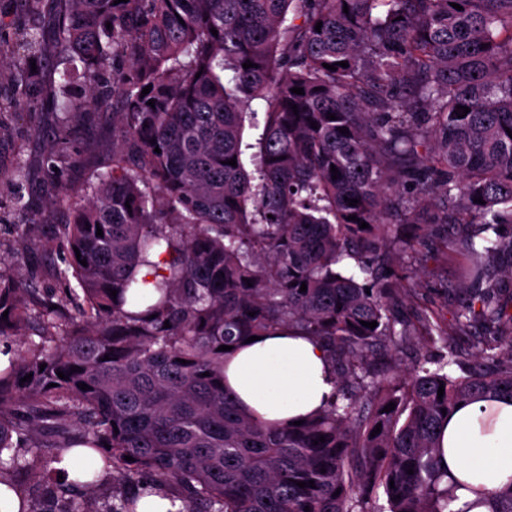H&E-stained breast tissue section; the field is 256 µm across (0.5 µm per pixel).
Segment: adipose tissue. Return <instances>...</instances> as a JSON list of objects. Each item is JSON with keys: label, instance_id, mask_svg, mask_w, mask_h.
<instances>
[{"label": "adipose tissue", "instance_id": "ef3b65f1", "mask_svg": "<svg viewBox=\"0 0 512 512\" xmlns=\"http://www.w3.org/2000/svg\"><path fill=\"white\" fill-rule=\"evenodd\" d=\"M236 406L263 424L285 426L320 410L334 389L323 347L312 337L280 332L244 344L224 368ZM442 463L462 482L459 503L481 490L488 502L512 483V399L497 397L457 407L440 430Z\"/></svg>", "mask_w": 512, "mask_h": 512}]
</instances>
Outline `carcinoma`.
Returning <instances> with one entry per match:
<instances>
[{
    "mask_svg": "<svg viewBox=\"0 0 512 512\" xmlns=\"http://www.w3.org/2000/svg\"><path fill=\"white\" fill-rule=\"evenodd\" d=\"M25 2L31 23L0 16L14 71L0 126L21 111L41 131L36 83L64 66L43 158L61 201L73 189L54 168L73 127L110 112L119 135L62 229L58 274L79 289L50 298L0 274V344L20 346L0 368V485L35 471L58 512H137L158 493L180 512L483 504L454 508L438 430L460 402L512 397V0ZM247 116L258 137L245 145ZM27 175L20 157L0 173L20 239ZM428 205L471 225L450 327L491 338L466 367L450 349L434 368L386 372L376 356L410 337L403 289L385 277L391 225L422 223ZM448 328L427 326L441 340ZM286 329L323 345L334 391L303 424L264 426L224 389L218 347ZM76 447L84 463L68 480L53 464ZM109 476L125 491L88 510Z\"/></svg>",
    "mask_w": 512,
    "mask_h": 512,
    "instance_id": "obj_1",
    "label": "carcinoma"
}]
</instances>
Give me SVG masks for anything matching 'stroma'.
Listing matches in <instances>:
<instances>
[{
  "instance_id": "1",
  "label": "stroma",
  "mask_w": 512,
  "mask_h": 512,
  "mask_svg": "<svg viewBox=\"0 0 512 512\" xmlns=\"http://www.w3.org/2000/svg\"><path fill=\"white\" fill-rule=\"evenodd\" d=\"M44 140L30 130L26 121L0 129V165L9 166L15 156L28 163L29 176L24 190L25 199L35 211L33 232L27 242L13 241L9 228L0 227V270L14 278L32 282L44 291L57 288L53 275L63 257L61 228L74 207L73 202L56 201L42 169ZM112 157V120L97 112L88 113L70 137L67 152L59 160L64 177L75 189L85 188L93 173L105 171ZM466 231L462 224H397L393 232L397 240L417 239V248L425 254L423 264L410 258L394 260L392 271L405 288L402 313L411 322L421 316L431 321L449 324L461 302L457 266L449 243L459 242ZM476 325L453 334L448 342H407L402 352L382 357L383 365L400 364L408 367L417 355L438 360L456 350L461 361H470L475 353L474 342L484 335Z\"/></svg>"
}]
</instances>
